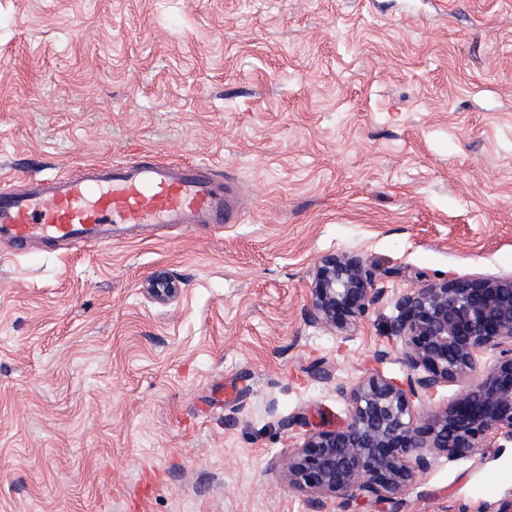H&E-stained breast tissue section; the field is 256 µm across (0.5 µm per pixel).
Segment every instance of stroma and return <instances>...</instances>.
I'll list each match as a JSON object with an SVG mask.
<instances>
[{
	"label": "stroma",
	"mask_w": 512,
	"mask_h": 512,
	"mask_svg": "<svg viewBox=\"0 0 512 512\" xmlns=\"http://www.w3.org/2000/svg\"><path fill=\"white\" fill-rule=\"evenodd\" d=\"M144 154L218 166L240 221L0 256V512L512 501L508 441L318 511L274 465L405 379L395 297L512 277V0H0V179ZM331 253L382 293L345 334L304 318ZM179 290L174 278L166 271L156 272L143 284V292L162 305L175 299Z\"/></svg>",
	"instance_id": "1"
}]
</instances>
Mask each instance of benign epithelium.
I'll use <instances>...</instances> for the list:
<instances>
[{
  "label": "benign epithelium",
  "instance_id": "7a95c632",
  "mask_svg": "<svg viewBox=\"0 0 512 512\" xmlns=\"http://www.w3.org/2000/svg\"><path fill=\"white\" fill-rule=\"evenodd\" d=\"M375 275L355 255L330 254L317 267L306 320L344 331L380 298ZM143 292L158 304L179 293L165 271ZM405 381L372 374L337 392L351 404L349 420L309 434L280 467L309 497L390 501L427 471L435 452L470 458L502 438L512 442V277L447 279L424 284L394 301ZM485 350L496 362L455 403L423 417L413 402L445 382L467 378Z\"/></svg>",
  "mask_w": 512,
  "mask_h": 512
}]
</instances>
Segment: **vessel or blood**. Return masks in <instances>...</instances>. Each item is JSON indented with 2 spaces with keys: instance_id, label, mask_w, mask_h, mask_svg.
I'll use <instances>...</instances> for the list:
<instances>
[{
  "instance_id": "b4317fda",
  "label": "vessel or blood",
  "mask_w": 512,
  "mask_h": 512,
  "mask_svg": "<svg viewBox=\"0 0 512 512\" xmlns=\"http://www.w3.org/2000/svg\"><path fill=\"white\" fill-rule=\"evenodd\" d=\"M238 211L213 164L113 160L1 186L0 240L15 256L36 244L105 246L146 224H230Z\"/></svg>"
}]
</instances>
